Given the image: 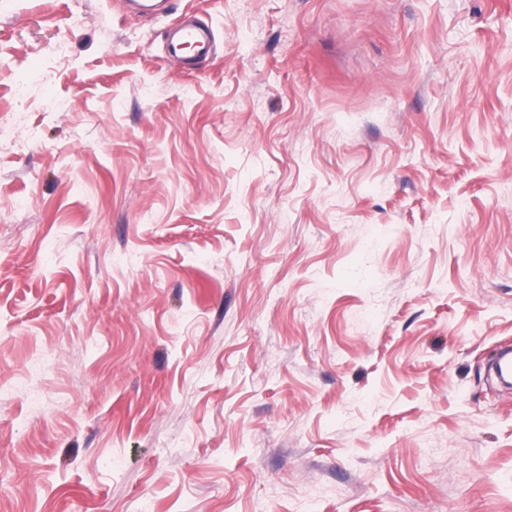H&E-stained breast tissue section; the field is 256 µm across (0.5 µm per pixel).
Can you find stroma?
Masks as SVG:
<instances>
[{"mask_svg":"<svg viewBox=\"0 0 512 512\" xmlns=\"http://www.w3.org/2000/svg\"><path fill=\"white\" fill-rule=\"evenodd\" d=\"M168 6L0 0V512H512V0ZM173 28L174 37L170 42L168 51V56L172 62L179 63L183 60L181 55L183 49L182 46L188 41L196 44V47H198L200 51H207L208 40L200 29H197L185 19L177 22Z\"/></svg>","mask_w":512,"mask_h":512,"instance_id":"stroma-1","label":"stroma"}]
</instances>
